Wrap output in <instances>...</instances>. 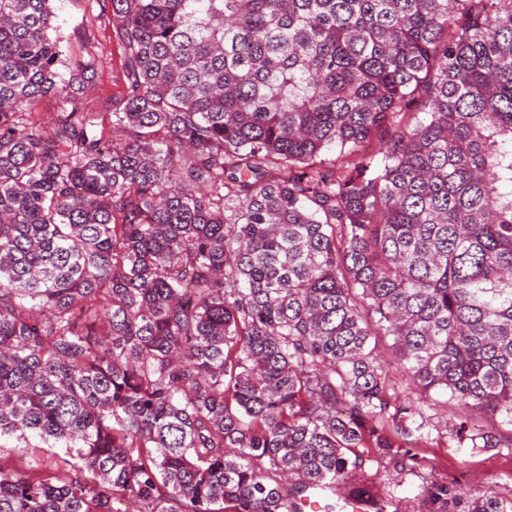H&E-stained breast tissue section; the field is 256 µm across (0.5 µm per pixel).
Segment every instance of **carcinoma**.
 <instances>
[{
	"instance_id": "carcinoma-1",
	"label": "carcinoma",
	"mask_w": 512,
	"mask_h": 512,
	"mask_svg": "<svg viewBox=\"0 0 512 512\" xmlns=\"http://www.w3.org/2000/svg\"><path fill=\"white\" fill-rule=\"evenodd\" d=\"M0 0V512H428L408 448L512 447V0H110L112 111ZM425 119L365 144L405 113ZM337 150L341 171L321 156Z\"/></svg>"
}]
</instances>
